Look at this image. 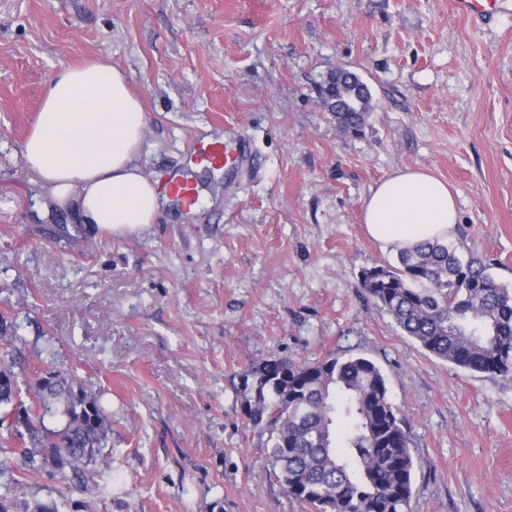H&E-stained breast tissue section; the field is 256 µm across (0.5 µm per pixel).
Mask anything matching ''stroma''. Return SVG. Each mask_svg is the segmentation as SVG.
Returning <instances> with one entry per match:
<instances>
[{
    "label": "stroma",
    "instance_id": "1",
    "mask_svg": "<svg viewBox=\"0 0 512 512\" xmlns=\"http://www.w3.org/2000/svg\"><path fill=\"white\" fill-rule=\"evenodd\" d=\"M454 0H0V315L33 378L104 390L112 451L91 489L11 478L61 512H303L267 473L235 387L269 356L363 350L418 461L412 512H512V382L401 334L361 286L395 263L366 232L371 187L400 168L452 187L457 235L512 288V10L485 26ZM109 59L149 115L139 164L179 167L202 133L250 141L236 178L197 173L194 214L167 204L125 237L50 211L20 155L47 81ZM371 92L360 133L318 88Z\"/></svg>",
    "mask_w": 512,
    "mask_h": 512
}]
</instances>
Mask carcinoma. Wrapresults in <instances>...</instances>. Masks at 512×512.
<instances>
[{
    "label": "carcinoma",
    "mask_w": 512,
    "mask_h": 512,
    "mask_svg": "<svg viewBox=\"0 0 512 512\" xmlns=\"http://www.w3.org/2000/svg\"><path fill=\"white\" fill-rule=\"evenodd\" d=\"M320 98L336 125L357 132L370 94L347 70L330 74ZM465 242L423 241L396 264L362 271L361 285L402 333L463 370L512 382V288ZM20 325L0 315V424L20 417L31 447L19 457L33 476L70 473L85 487L104 460L112 422L104 392L74 390L59 374L35 380V401L19 399ZM246 419L267 435L269 476L307 512H411L417 464L386 377L359 353L316 362L270 356L241 378ZM0 512H18L11 484Z\"/></svg>",
    "instance_id": "1"
}]
</instances>
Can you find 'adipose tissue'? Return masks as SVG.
Returning a JSON list of instances; mask_svg holds the SVG:
<instances>
[{
    "instance_id": "ef3b65f1",
    "label": "adipose tissue",
    "mask_w": 512,
    "mask_h": 512,
    "mask_svg": "<svg viewBox=\"0 0 512 512\" xmlns=\"http://www.w3.org/2000/svg\"><path fill=\"white\" fill-rule=\"evenodd\" d=\"M148 115L112 63L67 67L49 81L20 150L32 180L55 203L104 235L125 236L155 222L154 179L137 162ZM368 233L383 247L450 240L459 221L447 184L422 169H401L379 182L365 204Z\"/></svg>"
}]
</instances>
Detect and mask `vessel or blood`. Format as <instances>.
Returning <instances> with one entry per match:
<instances>
[{"mask_svg":"<svg viewBox=\"0 0 512 512\" xmlns=\"http://www.w3.org/2000/svg\"><path fill=\"white\" fill-rule=\"evenodd\" d=\"M500 0H455L463 14H477L482 23L492 22ZM251 162V152L245 139L234 136L206 135L195 139L182 167L163 175L160 190L176 200L182 211L192 212L197 202V185L193 173L199 168L236 172Z\"/></svg>","mask_w":512,"mask_h":512,"instance_id":"b4317fda","label":"vessel or blood"}]
</instances>
